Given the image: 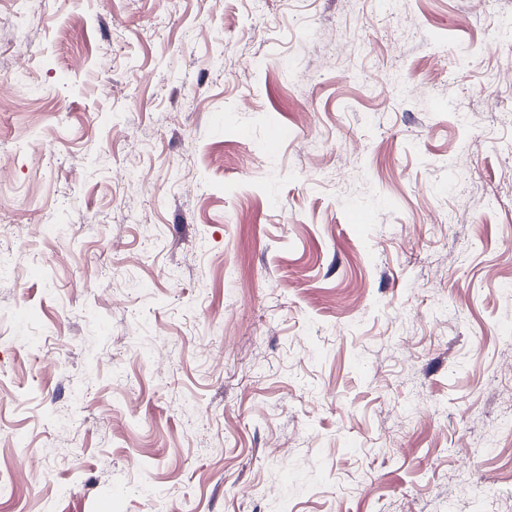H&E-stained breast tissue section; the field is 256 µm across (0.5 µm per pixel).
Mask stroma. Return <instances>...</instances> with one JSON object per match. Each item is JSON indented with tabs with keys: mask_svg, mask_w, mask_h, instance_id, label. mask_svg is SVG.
<instances>
[{
	"mask_svg": "<svg viewBox=\"0 0 512 512\" xmlns=\"http://www.w3.org/2000/svg\"><path fill=\"white\" fill-rule=\"evenodd\" d=\"M0 252V512H512V0H0Z\"/></svg>",
	"mask_w": 512,
	"mask_h": 512,
	"instance_id": "stroma-1",
	"label": "stroma"
}]
</instances>
